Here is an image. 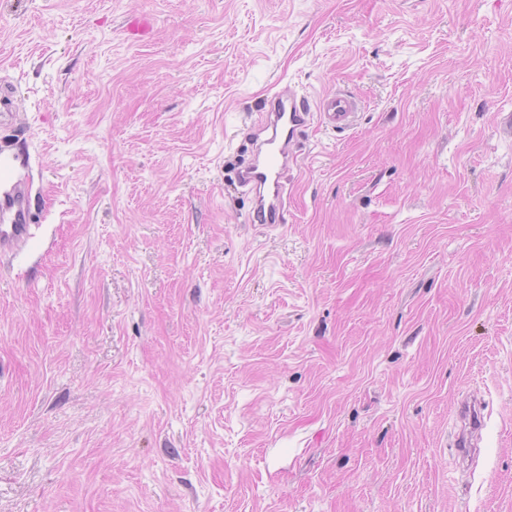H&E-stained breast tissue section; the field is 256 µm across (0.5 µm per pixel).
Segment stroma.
I'll return each instance as SVG.
<instances>
[{"label": "stroma", "instance_id": "35a3bbf8", "mask_svg": "<svg viewBox=\"0 0 512 512\" xmlns=\"http://www.w3.org/2000/svg\"><path fill=\"white\" fill-rule=\"evenodd\" d=\"M284 85L362 110L251 224ZM509 111L512 0H7L0 512H512ZM17 160L15 154L0 149V184H11L9 198L0 204V255L14 254L30 238L28 187L16 178ZM482 402L477 397L464 400L459 406V417L462 429L455 439V447L458 453L465 455L469 448H473V438L482 433L485 427V419Z\"/></svg>", "mask_w": 512, "mask_h": 512}]
</instances>
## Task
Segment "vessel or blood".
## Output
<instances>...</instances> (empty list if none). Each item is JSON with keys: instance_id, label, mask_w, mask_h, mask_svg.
Wrapping results in <instances>:
<instances>
[{"instance_id": "1", "label": "vessel or blood", "mask_w": 512, "mask_h": 512, "mask_svg": "<svg viewBox=\"0 0 512 512\" xmlns=\"http://www.w3.org/2000/svg\"><path fill=\"white\" fill-rule=\"evenodd\" d=\"M358 112L356 100L336 92L312 102L298 96L291 87H283L268 99L261 122L266 137L256 145L252 161L236 175L239 188L250 199L249 221L253 224H283L287 221L288 187L285 174L299 165L300 154L294 146L304 128L320 121L326 128L351 129ZM15 154L0 149V183L11 186L6 202L0 204V255L15 253L30 238L28 187L16 176ZM462 429L455 439L459 454H466L475 436L485 427L482 403L478 398L461 402Z\"/></svg>"}]
</instances>
